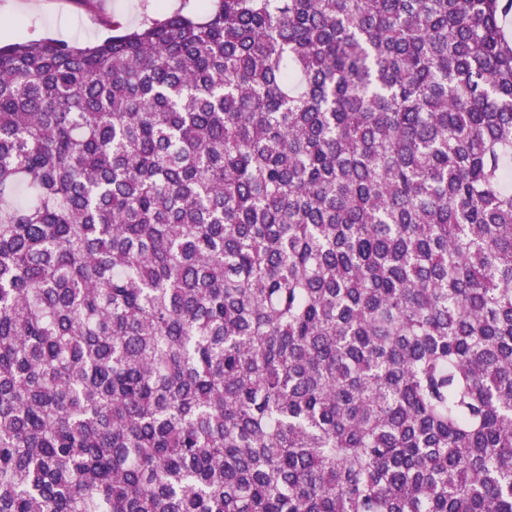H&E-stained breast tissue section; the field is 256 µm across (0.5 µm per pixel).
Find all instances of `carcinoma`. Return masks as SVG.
Wrapping results in <instances>:
<instances>
[{
    "instance_id": "obj_1",
    "label": "carcinoma",
    "mask_w": 512,
    "mask_h": 512,
    "mask_svg": "<svg viewBox=\"0 0 512 512\" xmlns=\"http://www.w3.org/2000/svg\"><path fill=\"white\" fill-rule=\"evenodd\" d=\"M510 15L0 43V512H512Z\"/></svg>"
}]
</instances>
